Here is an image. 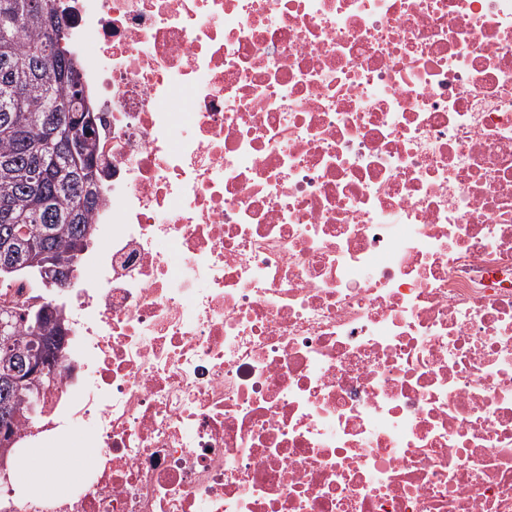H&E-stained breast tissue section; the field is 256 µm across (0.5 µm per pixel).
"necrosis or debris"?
Returning a JSON list of instances; mask_svg holds the SVG:
<instances>
[{
  "mask_svg": "<svg viewBox=\"0 0 512 512\" xmlns=\"http://www.w3.org/2000/svg\"><path fill=\"white\" fill-rule=\"evenodd\" d=\"M111 161L0 512H512V0H69ZM61 452L57 448H50L44 456L38 457L33 462L25 464L28 477L24 483L30 487L38 488L45 482H61L68 469L61 464Z\"/></svg>",
  "mask_w": 512,
  "mask_h": 512,
  "instance_id": "necrosis-or-debris-1",
  "label": "necrosis or debris"
}]
</instances>
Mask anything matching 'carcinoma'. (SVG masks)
<instances>
[{
    "label": "carcinoma",
    "instance_id": "carcinoma-1",
    "mask_svg": "<svg viewBox=\"0 0 512 512\" xmlns=\"http://www.w3.org/2000/svg\"><path fill=\"white\" fill-rule=\"evenodd\" d=\"M60 0H0V238L27 228L28 241L47 259L72 262L78 270L81 256L94 236L90 219L101 200L100 184L90 178L88 165L100 156L97 137L80 142L64 156L60 147L71 139V129L60 116L82 106L79 69L66 50L67 35L51 38ZM51 54L55 65L44 63ZM23 275L42 286L38 266L11 272L0 270V282ZM30 306L0 307V367L11 368L33 353L59 361L60 333L47 319L27 321ZM40 382L26 381L5 392L0 404L10 407L11 420L0 434L18 431L22 420L37 410Z\"/></svg>",
    "mask_w": 512,
    "mask_h": 512
}]
</instances>
